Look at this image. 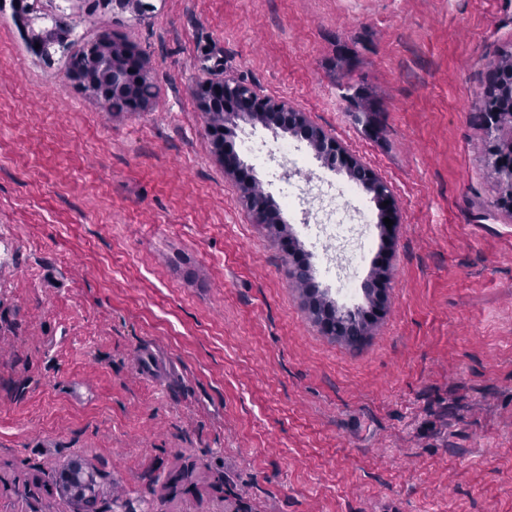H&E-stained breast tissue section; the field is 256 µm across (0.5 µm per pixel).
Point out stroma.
Here are the masks:
<instances>
[{
    "mask_svg": "<svg viewBox=\"0 0 512 512\" xmlns=\"http://www.w3.org/2000/svg\"><path fill=\"white\" fill-rule=\"evenodd\" d=\"M149 2L67 0L47 62L27 49L45 20L0 0V512H74L56 478L75 455L102 508L512 512V216L479 117L512 0ZM113 34L146 63L141 111L72 75ZM227 76L380 176L394 232L306 140L233 113V149L292 148L254 169L278 207L259 222L196 94ZM287 179L369 215L333 273ZM318 299L369 314L364 340L325 332Z\"/></svg>",
    "mask_w": 512,
    "mask_h": 512,
    "instance_id": "stroma-1",
    "label": "stroma"
}]
</instances>
